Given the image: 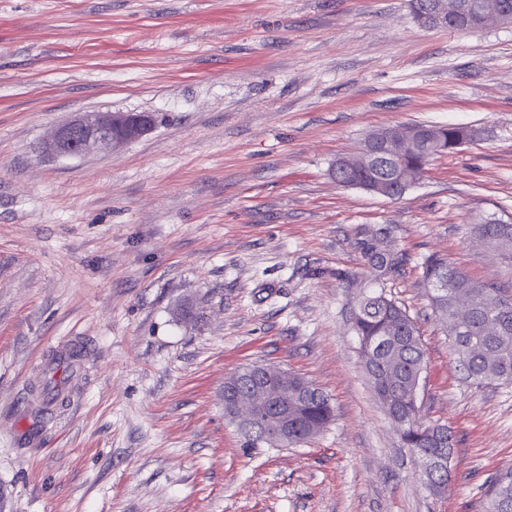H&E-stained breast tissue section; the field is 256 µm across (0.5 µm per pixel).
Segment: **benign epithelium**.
Instances as JSON below:
<instances>
[{"instance_id":"7a95c632","label":"benign epithelium","mask_w":512,"mask_h":512,"mask_svg":"<svg viewBox=\"0 0 512 512\" xmlns=\"http://www.w3.org/2000/svg\"><path fill=\"white\" fill-rule=\"evenodd\" d=\"M152 128L147 120H132L125 112H84L59 126L46 144V150L58 157H77L99 148H119L142 137ZM415 131L408 128H382L366 138L360 152L352 157L336 160L332 173L336 179L354 167V160L372 164L378 150H386L399 141L413 137ZM262 377L260 388L250 397L224 394L225 414L234 419L238 428L246 432L253 427L256 418H263L272 434L286 445L298 438L294 417L288 415L289 381L292 377L282 371L258 373Z\"/></svg>"}]
</instances>
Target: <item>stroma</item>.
I'll use <instances>...</instances> for the list:
<instances>
[{
  "label": "stroma",
  "mask_w": 512,
  "mask_h": 512,
  "mask_svg": "<svg viewBox=\"0 0 512 512\" xmlns=\"http://www.w3.org/2000/svg\"><path fill=\"white\" fill-rule=\"evenodd\" d=\"M92 111L156 124L47 153ZM415 123L478 137L398 199L336 184L369 132ZM487 216L512 222V24L426 29L409 0H0V512H481L512 467V382L465 379L421 263L512 292L472 233ZM360 225L409 256L386 291L419 328L420 415L454 434L439 495L363 369ZM255 364L321 388L326 431L246 447L224 380Z\"/></svg>",
  "instance_id": "obj_1"
}]
</instances>
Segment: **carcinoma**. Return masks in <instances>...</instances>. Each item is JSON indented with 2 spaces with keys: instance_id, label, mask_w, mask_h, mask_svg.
<instances>
[{
  "instance_id": "carcinoma-1",
  "label": "carcinoma",
  "mask_w": 512,
  "mask_h": 512,
  "mask_svg": "<svg viewBox=\"0 0 512 512\" xmlns=\"http://www.w3.org/2000/svg\"><path fill=\"white\" fill-rule=\"evenodd\" d=\"M448 15L461 21V28H481L498 15H512V0H446ZM426 138L435 137L455 145L472 140L473 131L458 126L417 124ZM430 156L407 151L402 164L408 169L424 170ZM390 161L380 160L370 171L352 172L344 177L346 186L389 176ZM474 234L489 248L512 258V223L493 217L473 227ZM355 249L377 276L393 275L404 268L408 256L396 244L391 229L376 238L371 230L360 227L355 233ZM423 281L443 283V292L431 293L435 314L448 323L449 335L458 366L477 385L512 381V294L502 288L475 281L448 264V260L430 255L422 262ZM360 339L364 371L388 417L401 420L400 436L404 447L421 462L439 449L453 454L451 431L441 433L440 425L420 422L417 388L424 367V352L419 329L407 311L385 291L363 298L353 317ZM289 412L297 417L299 442L321 434L333 418L331 401L319 392L305 402L288 399ZM430 489L441 494L448 488L449 470L424 468ZM483 512H512V469L500 473L486 492Z\"/></svg>"
}]
</instances>
